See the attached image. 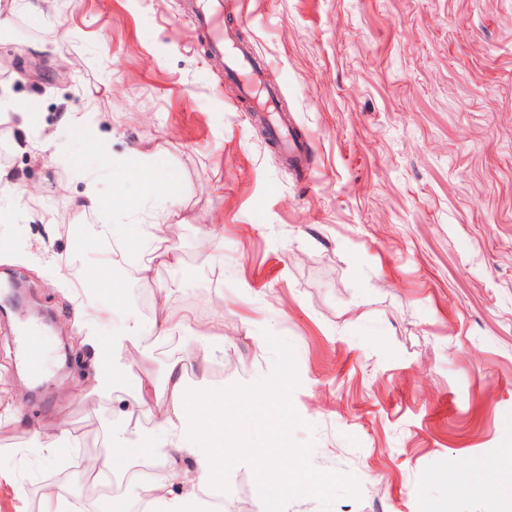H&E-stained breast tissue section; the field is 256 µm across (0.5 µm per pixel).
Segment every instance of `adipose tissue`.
Masks as SVG:
<instances>
[{"mask_svg":"<svg viewBox=\"0 0 512 512\" xmlns=\"http://www.w3.org/2000/svg\"><path fill=\"white\" fill-rule=\"evenodd\" d=\"M166 230V225H153L142 242L143 248L154 255L153 263L142 268L145 276L156 277L161 270L177 267L180 263V256ZM147 331L141 323L133 321L126 325L121 335L112 337L107 343L111 375L99 380V391H112L122 383L120 369L124 364V351L133 349L139 354H147ZM184 378L182 366L170 363L166 381L169 408L160 415L154 432L148 436L141 433L136 410L150 407L152 399L148 387L139 386L136 408L125 410L122 428L113 433L105 448L85 468L88 478L98 479L120 466L118 449L149 443L155 455L167 461L171 478L143 485L141 502L144 512H210L206 500L200 495L201 490L223 486L225 469L235 465L244 454L238 439L229 433L225 418L228 408L277 420L279 433L288 432L286 423L279 420L284 384L265 391L243 388L229 403L208 394L188 393ZM176 480L185 485L183 494H174L171 484Z\"/></svg>","mask_w":512,"mask_h":512,"instance_id":"ef3b65f1","label":"adipose tissue"}]
</instances>
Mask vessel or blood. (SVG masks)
Returning a JSON list of instances; mask_svg holds the SVG:
<instances>
[{"label": "vessel or blood", "mask_w": 512, "mask_h": 512, "mask_svg": "<svg viewBox=\"0 0 512 512\" xmlns=\"http://www.w3.org/2000/svg\"><path fill=\"white\" fill-rule=\"evenodd\" d=\"M190 8L198 25L206 32L210 59L223 65L226 78L238 81L245 95H260L265 110L276 111L278 94L267 87L263 70L253 69L250 51L231 44L229 34L224 31L222 0H192ZM269 135L280 143L291 169L299 170L304 167L307 160L305 141L277 124L271 126ZM18 342L29 373L34 376L40 375L46 346L44 338L37 332L25 329L21 331Z\"/></svg>", "instance_id": "vessel-or-blood-1"}]
</instances>
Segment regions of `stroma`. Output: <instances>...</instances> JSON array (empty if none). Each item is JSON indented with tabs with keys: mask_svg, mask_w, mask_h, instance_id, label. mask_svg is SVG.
<instances>
[{
	"mask_svg": "<svg viewBox=\"0 0 512 512\" xmlns=\"http://www.w3.org/2000/svg\"><path fill=\"white\" fill-rule=\"evenodd\" d=\"M310 146L288 169L238 87L205 54L184 0H0V282L34 300L0 318V512H41L45 487L87 497L86 445L122 427L125 402L181 361L188 390L233 398L287 377L285 466L332 479L284 505L251 458L224 474L236 512H512V0H223ZM28 105L29 123L15 114ZM80 120L89 141L72 137ZM157 160L168 197L113 167ZM95 182L103 201L74 202ZM39 200L16 210L14 192ZM122 188L132 208H113ZM178 213L167 216L169 202ZM95 224L132 226L105 241ZM169 224L182 265L141 268L137 238ZM112 261L83 290L84 340L55 283ZM169 290L217 321L223 351L173 328L102 395L124 318ZM51 318L38 393L18 377L14 320ZM63 417L73 447L53 445Z\"/></svg>",
	"mask_w": 512,
	"mask_h": 512,
	"instance_id": "35a3bbf8",
	"label": "stroma"
}]
</instances>
